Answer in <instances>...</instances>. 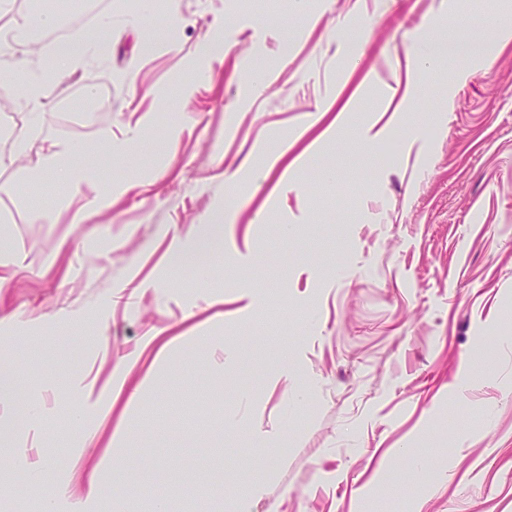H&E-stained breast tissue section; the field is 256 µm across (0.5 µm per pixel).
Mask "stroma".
<instances>
[{
	"label": "stroma",
	"instance_id": "obj_1",
	"mask_svg": "<svg viewBox=\"0 0 512 512\" xmlns=\"http://www.w3.org/2000/svg\"><path fill=\"white\" fill-rule=\"evenodd\" d=\"M156 3L105 0L107 57L41 75L38 127L0 68V129L32 131L0 165V362L44 405L16 428L0 401V512H113L128 482L126 512H238L257 482L245 512H512V13ZM431 36L481 50L426 70ZM61 144L82 196L41 172Z\"/></svg>",
	"mask_w": 512,
	"mask_h": 512
}]
</instances>
